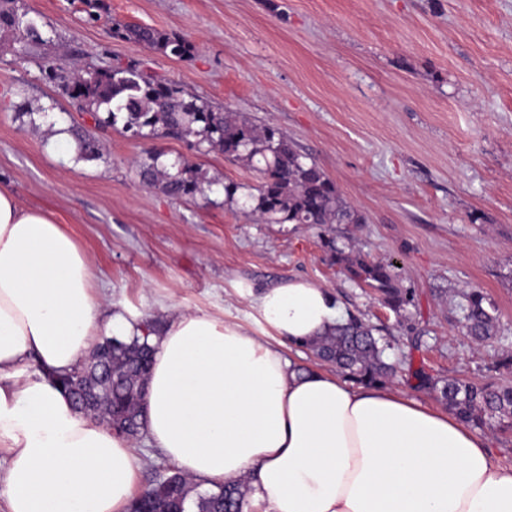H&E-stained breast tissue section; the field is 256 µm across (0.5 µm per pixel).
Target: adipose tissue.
<instances>
[{
	"mask_svg": "<svg viewBox=\"0 0 512 512\" xmlns=\"http://www.w3.org/2000/svg\"><path fill=\"white\" fill-rule=\"evenodd\" d=\"M99 276L53 213L0 188V473L4 512H126L131 444L55 377L142 318L105 313ZM251 321L176 313L154 346L145 435L193 482L247 479L254 512H512V467L447 411L393 388L298 370L285 346L340 317L303 278L244 288Z\"/></svg>",
	"mask_w": 512,
	"mask_h": 512,
	"instance_id": "1",
	"label": "adipose tissue"
}]
</instances>
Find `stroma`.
Masks as SVG:
<instances>
[{
  "label": "stroma",
  "mask_w": 512,
  "mask_h": 512,
  "mask_svg": "<svg viewBox=\"0 0 512 512\" xmlns=\"http://www.w3.org/2000/svg\"><path fill=\"white\" fill-rule=\"evenodd\" d=\"M48 41L23 47L0 29V185L55 213L97 264L105 304L167 325L186 309L249 320L239 290L303 277L342 313L389 328L403 396L404 357L439 380L512 383V0H16ZM137 24L188 42L176 58L116 36ZM133 66L217 109L272 123L315 159L365 218L336 227L339 245L399 264L421 339L371 288L347 279L316 226L264 224L240 198L254 173L223 153L96 128L44 70ZM48 119L30 126V113ZM95 131L105 156L78 159L47 125ZM147 150L184 159L212 185L175 199L146 186ZM238 200L226 201V183ZM481 289L497 334L478 343L456 322L458 293Z\"/></svg>",
  "instance_id": "obj_1"
}]
</instances>
